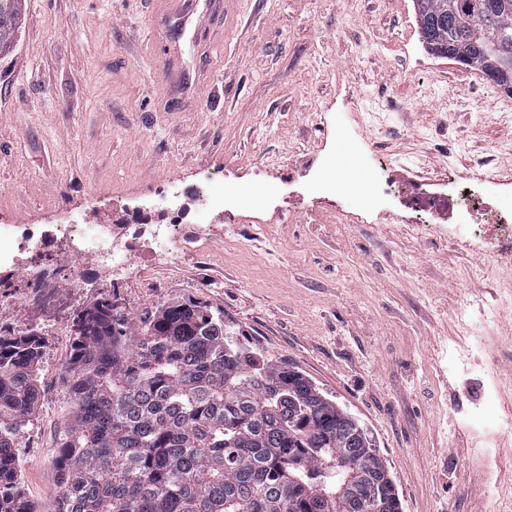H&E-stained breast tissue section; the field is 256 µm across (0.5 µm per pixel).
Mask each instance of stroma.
Segmentation results:
<instances>
[{"label":"stroma","mask_w":512,"mask_h":512,"mask_svg":"<svg viewBox=\"0 0 512 512\" xmlns=\"http://www.w3.org/2000/svg\"><path fill=\"white\" fill-rule=\"evenodd\" d=\"M180 46L163 0H21L0 53V225L209 227L164 273L85 272L63 312L0 307L41 331L42 398L20 442L25 495L54 512L67 311L118 292L130 323L196 299L242 344L310 378L372 436L401 512H512L497 451L453 412L477 343L512 414V94L430 53L413 0H223Z\"/></svg>","instance_id":"1"}]
</instances>
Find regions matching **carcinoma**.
I'll use <instances>...</instances> for the list:
<instances>
[{
    "mask_svg": "<svg viewBox=\"0 0 512 512\" xmlns=\"http://www.w3.org/2000/svg\"><path fill=\"white\" fill-rule=\"evenodd\" d=\"M21 0H0V51ZM425 42L485 72L512 61V0H415ZM53 467L56 512H399L395 484L348 413L302 374L235 343L200 300L145 310L119 295L72 318ZM44 337L0 335V512H36L21 491L20 439L41 401Z\"/></svg>",
    "mask_w": 512,
    "mask_h": 512,
    "instance_id": "carcinoma-1",
    "label": "carcinoma"
}]
</instances>
